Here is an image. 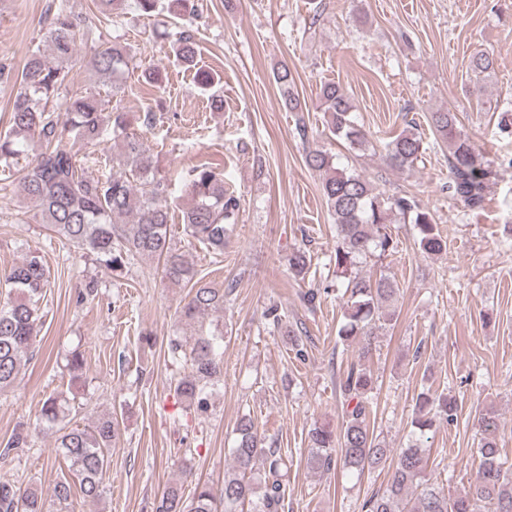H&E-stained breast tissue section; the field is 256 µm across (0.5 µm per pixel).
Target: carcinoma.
<instances>
[{"instance_id": "cac0c4a2", "label": "carcinoma", "mask_w": 512, "mask_h": 512, "mask_svg": "<svg viewBox=\"0 0 512 512\" xmlns=\"http://www.w3.org/2000/svg\"><path fill=\"white\" fill-rule=\"evenodd\" d=\"M126 0H94L98 13L112 23L120 17ZM98 41L90 61L91 69L112 79V93L104 98L98 92H62L68 76L77 38ZM45 46L55 57L48 61L41 48L32 49L20 74L0 64V81L13 80L18 89L9 112L8 129L0 134V167L12 169L27 158L18 191L40 213L43 223L66 245L90 256L111 271L125 268L137 259L162 260V278L173 286L190 287L188 300L178 317L189 336L169 341L171 358L185 365L174 380V397L186 409L199 415L208 412L211 400L224 375V331L204 322L211 311L224 310V297L232 289L211 288L186 257L170 242L171 210L177 208L186 234L215 256L224 255V244L235 222L238 198L224 189L223 173L209 161L193 166L179 176L183 204L168 201L171 181L159 174V162L147 149L141 134L132 125L137 118L123 106L121 76L130 63L126 48L104 40L92 23L70 10L60 0L43 33ZM175 61L195 70L199 87L206 90L214 77L197 68L198 44L189 29L176 34L171 46ZM291 112L302 110L291 86L294 78L288 66L274 73ZM322 110L329 114L333 134L349 145L366 146L364 130L354 116L342 88L325 82L320 89ZM431 127L448 143V191L465 206H483L489 183L497 176L493 161L458 129L455 113L433 112ZM71 140L92 148L113 140L120 141L114 155L94 158L101 172L93 174L77 165L64 144ZM36 141L39 149L27 155V144ZM386 159L399 170L414 167L425 152L421 136L402 132L385 144ZM307 165L323 173L322 193L336 224L337 245L333 256L336 287L343 289L344 321L338 336L362 342L360 357L371 352L367 337L379 320L390 321L392 314L382 305L393 301L399 288L386 274L371 280L360 275L359 266L370 257H381L397 249L388 232L392 217L413 224L421 251L436 254L447 250L433 214L408 195L383 196L359 174L334 166L323 151L306 157ZM291 270L305 276L310 259L303 250L289 258ZM49 284L48 269L40 252H29L24 259L0 277V392L12 387L19 370L33 356L36 326L41 318L39 301ZM83 357L74 350L66 356L71 386L81 380ZM374 386L371 371L351 364L339 380L346 401L340 427L319 423L308 432V462L312 468L330 471L342 465L361 475L366 469L385 464L390 455L396 460L386 489L367 500L366 512H512V465L503 458L498 439V414L492 407L479 412L481 431L477 457L479 473L475 484L457 493H447L427 477V459L421 438L436 423L456 418V400L444 393L422 392L417 396L411 421L412 444L398 452L370 430L369 395ZM65 398L51 395L42 403L38 420L48 428H58L57 450L69 470L78 478L82 495L98 501L104 493L103 472L109 464L117 423L112 416L98 418L90 428L59 426ZM237 441L231 449L233 465L217 489L196 484L185 497L182 485L172 483L153 505L154 512H282L288 474V460L281 449L269 445L258 433L252 418L240 417ZM30 447L29 434L21 429L0 449L6 457ZM53 496L63 512L72 496L67 479L58 481ZM0 512H45L41 488L0 481Z\"/></svg>"}]
</instances>
